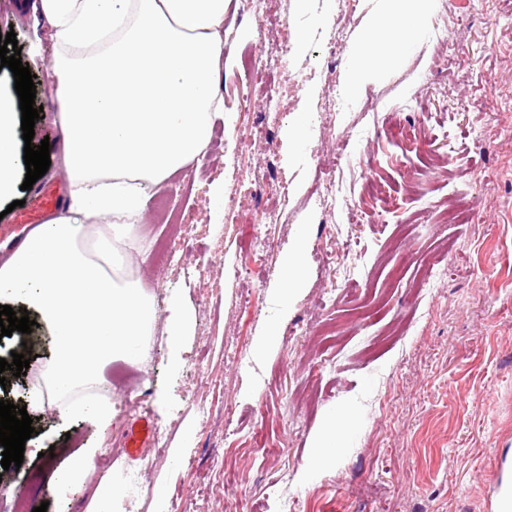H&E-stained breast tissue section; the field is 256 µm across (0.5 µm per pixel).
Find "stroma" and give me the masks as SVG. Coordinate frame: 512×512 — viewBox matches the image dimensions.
Segmentation results:
<instances>
[{
    "mask_svg": "<svg viewBox=\"0 0 512 512\" xmlns=\"http://www.w3.org/2000/svg\"><path fill=\"white\" fill-rule=\"evenodd\" d=\"M378 7L229 0L224 117L201 155L147 187L170 219L147 208L137 234L168 240L170 261L129 267L157 321L141 362L99 374L111 427L31 405L48 325L0 340V358L33 352L0 399L36 430L0 512L20 499L88 512L106 477L126 493L116 512H495L512 488V0H433L430 30L350 96L349 51ZM31 10L0 0V33L15 32L35 76L32 144L48 142L45 178L62 182L55 49ZM338 102L289 154L290 115ZM331 180L345 188L332 210L316 192ZM218 182L240 205L215 217ZM302 224L306 283L284 309L273 284ZM173 302L189 317L177 361L163 337ZM83 448L97 451L87 477L61 490L55 472Z\"/></svg>",
    "mask_w": 512,
    "mask_h": 512,
    "instance_id": "obj_1",
    "label": "stroma"
}]
</instances>
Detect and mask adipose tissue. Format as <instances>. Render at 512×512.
Wrapping results in <instances>:
<instances>
[{"mask_svg": "<svg viewBox=\"0 0 512 512\" xmlns=\"http://www.w3.org/2000/svg\"><path fill=\"white\" fill-rule=\"evenodd\" d=\"M228 0H36L35 13L56 47L52 75L70 183L65 214L34 229L0 264V302L35 309L53 329L54 355L31 401L62 398L61 413L109 427L111 397H73L110 361H139L156 308L133 280H118L79 242L88 219L104 222L110 247L139 255L137 235L148 197L197 158L213 118L224 112L221 60ZM432 0H381V10L351 53L346 90L413 44ZM16 103L0 94V197L25 164L17 150ZM306 278L304 239L281 260L280 305Z\"/></svg>", "mask_w": 512, "mask_h": 512, "instance_id": "ef3b65f1", "label": "adipose tissue"}]
</instances>
